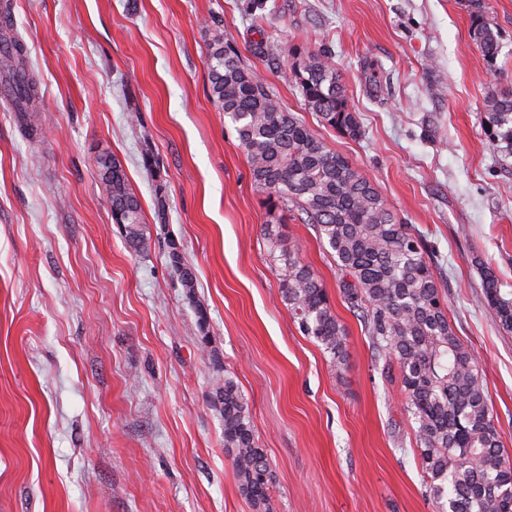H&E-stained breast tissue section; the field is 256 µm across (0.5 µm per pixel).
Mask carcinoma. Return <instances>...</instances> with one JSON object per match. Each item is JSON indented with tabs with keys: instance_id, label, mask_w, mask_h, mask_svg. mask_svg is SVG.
I'll return each mask as SVG.
<instances>
[{
	"instance_id": "1",
	"label": "carcinoma",
	"mask_w": 512,
	"mask_h": 512,
	"mask_svg": "<svg viewBox=\"0 0 512 512\" xmlns=\"http://www.w3.org/2000/svg\"><path fill=\"white\" fill-rule=\"evenodd\" d=\"M468 9L473 38L492 67L503 45L487 16V3L468 0ZM208 61L211 95L234 124L252 182L265 194L270 222L277 224L288 213L313 225L332 251L344 299L362 311L377 352L396 363L426 495L437 512H512V461L504 458L479 360L455 335L447 301L419 241L368 178L283 110L219 28L208 45ZM0 79L15 85L17 111L28 112L39 101L40 87L26 71L23 45L3 34ZM290 81L321 122L351 138L360 136L330 51L307 53L301 67L290 72ZM487 111L493 145L512 157V88L490 94ZM97 166L112 221L123 227L132 251L145 250L149 238L142 205L123 167L107 154L97 158ZM266 233L271 251L281 250L282 294L300 331L334 362L345 364V330L321 280L300 259L297 246L284 250L274 230ZM168 247L181 285L193 292L194 270L175 240ZM484 290L502 327L512 331V298L501 293L490 272ZM211 401L224 420V448L242 494L253 512H270L273 474L254 436L247 399L230 372L215 377Z\"/></svg>"
}]
</instances>
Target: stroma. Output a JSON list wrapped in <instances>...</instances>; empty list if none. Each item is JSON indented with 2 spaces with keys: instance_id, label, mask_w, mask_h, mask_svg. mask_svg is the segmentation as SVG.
Listing matches in <instances>:
<instances>
[{
  "instance_id": "35a3bbf8",
  "label": "stroma",
  "mask_w": 512,
  "mask_h": 512,
  "mask_svg": "<svg viewBox=\"0 0 512 512\" xmlns=\"http://www.w3.org/2000/svg\"><path fill=\"white\" fill-rule=\"evenodd\" d=\"M487 2L505 48L494 75L466 0H0L41 89L29 120L0 98V512H252L210 402L219 366L248 400L272 512H435L398 368L297 220L282 230L345 329L344 366L282 297L263 196L211 97L212 26L421 239L512 455V332L483 288L490 272L512 293V157L486 117L492 89L512 86V0ZM322 47L360 138L284 78ZM102 153L140 199L142 252L112 221ZM168 247L170 265L177 272L181 285L183 288H186L187 292H193L196 283V274L194 270L184 262L179 245L174 239L169 240Z\"/></svg>"
}]
</instances>
